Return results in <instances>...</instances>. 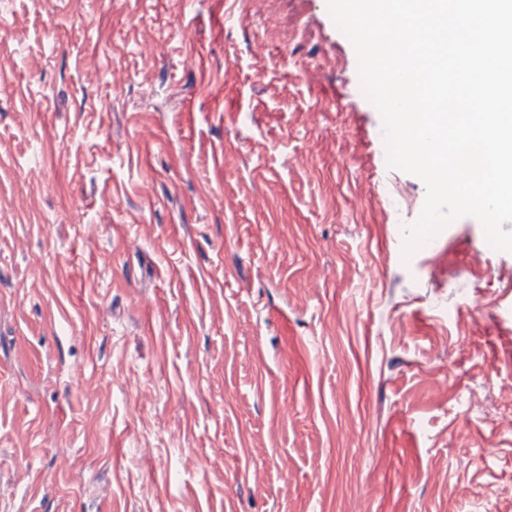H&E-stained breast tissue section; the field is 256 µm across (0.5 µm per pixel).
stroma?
Instances as JSON below:
<instances>
[{
  "label": "stroma",
  "mask_w": 512,
  "mask_h": 512,
  "mask_svg": "<svg viewBox=\"0 0 512 512\" xmlns=\"http://www.w3.org/2000/svg\"><path fill=\"white\" fill-rule=\"evenodd\" d=\"M386 155L326 0H0V512H512V253ZM387 177L382 186V196L397 219L413 206V199L406 188L395 178L397 168L388 165L386 157Z\"/></svg>",
  "instance_id": "obj_1"
}]
</instances>
